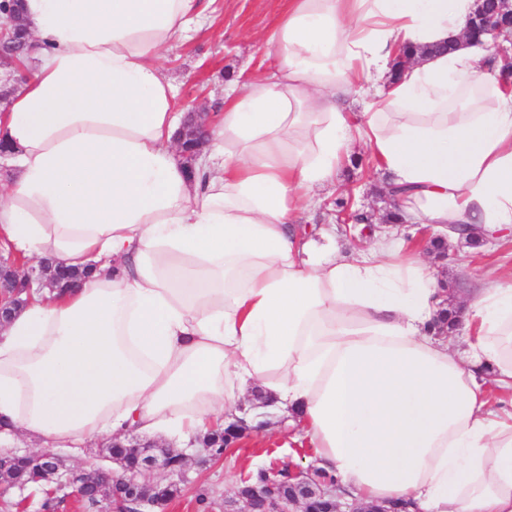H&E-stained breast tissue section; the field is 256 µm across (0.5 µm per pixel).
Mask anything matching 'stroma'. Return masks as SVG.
I'll return each mask as SVG.
<instances>
[{
    "instance_id": "stroma-1",
    "label": "stroma",
    "mask_w": 512,
    "mask_h": 512,
    "mask_svg": "<svg viewBox=\"0 0 512 512\" xmlns=\"http://www.w3.org/2000/svg\"><path fill=\"white\" fill-rule=\"evenodd\" d=\"M206 5L203 30L163 62L176 85V110L180 113L195 101L207 112L218 114L224 109V91L231 78L243 71L269 72L275 67L263 38L275 25L283 0H206ZM352 156L353 163L344 165L335 186L317 190V203L301 222L313 230L335 224L338 242L356 249L365 241L346 233L344 225L337 223L336 199L353 198L355 206L372 215L379 230L386 226L390 202L376 190L380 175L368 147L355 142ZM403 231L409 249L446 283L449 292H463L491 272L505 279L512 277V233L482 250L466 251L451 243L440 254L431 247L434 234L430 227L407 224ZM267 413L268 427L243 428L241 438L222 459L202 465L196 449L183 448L188 458L186 482L181 494L161 512H199L196 496L203 491L210 496L212 512H223L225 499L233 497L235 486L255 470L273 462L311 465L313 452L294 441L287 415L274 406L268 407Z\"/></svg>"
}]
</instances>
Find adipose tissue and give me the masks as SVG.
Returning <instances> with one entry per match:
<instances>
[{
    "mask_svg": "<svg viewBox=\"0 0 512 512\" xmlns=\"http://www.w3.org/2000/svg\"><path fill=\"white\" fill-rule=\"evenodd\" d=\"M476 7L285 0L276 70L225 95L191 172L162 60L202 0H23L34 64L0 112V250L93 273L0 327V434L190 443L244 418L257 384L341 503L512 512V410L486 389L512 388V282L471 289L460 351L397 231L346 253L335 228L294 229L359 139L404 223L452 243L461 225L484 244L512 230V79L466 34ZM406 47L420 53L392 78Z\"/></svg>",
    "mask_w": 512,
    "mask_h": 512,
    "instance_id": "obj_1",
    "label": "adipose tissue"
}]
</instances>
